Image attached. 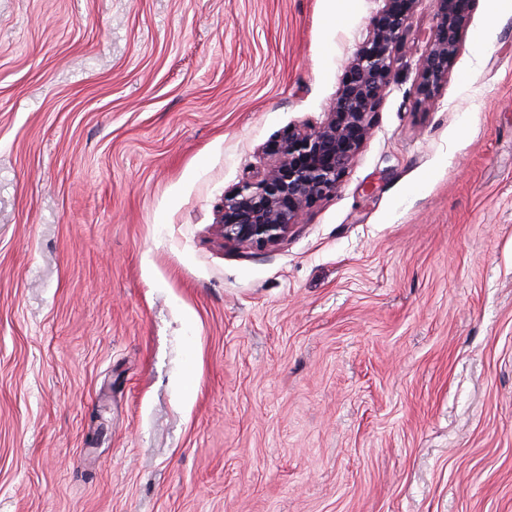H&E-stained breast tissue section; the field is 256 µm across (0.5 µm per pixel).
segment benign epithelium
I'll use <instances>...</instances> for the list:
<instances>
[{
  "label": "benign epithelium",
  "instance_id": "1",
  "mask_svg": "<svg viewBox=\"0 0 512 512\" xmlns=\"http://www.w3.org/2000/svg\"><path fill=\"white\" fill-rule=\"evenodd\" d=\"M372 27L346 66L327 119L290 125L265 148L270 162L224 192V241L271 248L302 222L308 208L340 187L370 134L372 114L389 83L395 51L417 0H382ZM437 22L415 87L419 103L435 101L467 33L473 0H435Z\"/></svg>",
  "mask_w": 512,
  "mask_h": 512
}]
</instances>
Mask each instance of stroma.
Wrapping results in <instances>:
<instances>
[{"label":"stroma","instance_id":"35a3bbf8","mask_svg":"<svg viewBox=\"0 0 512 512\" xmlns=\"http://www.w3.org/2000/svg\"><path fill=\"white\" fill-rule=\"evenodd\" d=\"M380 7L0 0V512H512V0L430 105L416 0L338 191L221 232Z\"/></svg>","mask_w":512,"mask_h":512}]
</instances>
